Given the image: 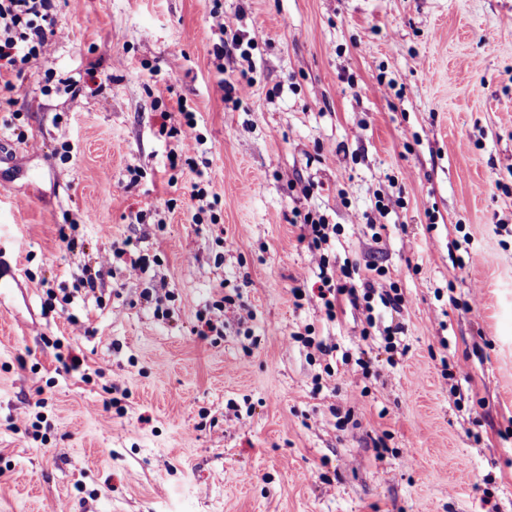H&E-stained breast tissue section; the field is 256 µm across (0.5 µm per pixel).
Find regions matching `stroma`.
<instances>
[{
  "mask_svg": "<svg viewBox=\"0 0 512 512\" xmlns=\"http://www.w3.org/2000/svg\"><path fill=\"white\" fill-rule=\"evenodd\" d=\"M54 5L44 71L0 73V271L19 280L0 512H512V0ZM222 78L252 85L226 101ZM310 211L340 228L328 258L383 266L402 312L375 305L370 328L347 305L332 326L312 288L294 301ZM125 240L146 273L116 261L48 304ZM218 284L240 303L204 339ZM394 324L404 355L362 383L293 339L345 350L367 327L382 361ZM61 347L88 379L58 372Z\"/></svg>",
  "mask_w": 512,
  "mask_h": 512,
  "instance_id": "obj_1",
  "label": "stroma"
}]
</instances>
